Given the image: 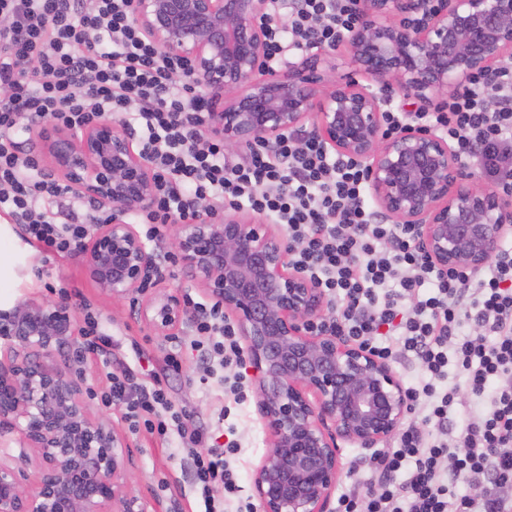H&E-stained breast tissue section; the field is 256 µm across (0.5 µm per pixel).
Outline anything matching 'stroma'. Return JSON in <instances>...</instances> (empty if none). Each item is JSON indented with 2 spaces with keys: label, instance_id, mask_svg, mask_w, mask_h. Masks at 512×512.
Listing matches in <instances>:
<instances>
[{
  "label": "stroma",
  "instance_id": "35a3bbf8",
  "mask_svg": "<svg viewBox=\"0 0 512 512\" xmlns=\"http://www.w3.org/2000/svg\"><path fill=\"white\" fill-rule=\"evenodd\" d=\"M8 244L15 249V277L0 288V312H14L23 304L65 301L75 324H82L80 302H87L99 312L105 330L112 337V365L140 371L133 344H140L147 354L149 366L161 370L168 349L166 337L155 334L138 317L135 296L115 298L97 288L88 278L79 256L56 259L47 257L33 243L24 240L17 225H10ZM165 385L171 398L199 417L214 433L215 445H223L227 424H234L241 443L237 468L242 495L254 502L253 474L268 448L269 434L257 411L255 398L233 409L228 420H221L220 411L229 406L219 376L204 375L198 352L186 350L181 370L168 372ZM95 412L108 417L113 428L130 444L128 466L129 489L134 495L162 503L165 512H196L197 506L188 492V475L181 457L173 456L171 447L145 432L130 429L125 419L126 407L114 403L105 408L93 400Z\"/></svg>",
  "mask_w": 512,
  "mask_h": 512
}]
</instances>
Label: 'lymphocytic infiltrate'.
<instances>
[{
  "label": "lymphocytic infiltrate",
  "instance_id": "lymphocytic-infiltrate-1",
  "mask_svg": "<svg viewBox=\"0 0 512 512\" xmlns=\"http://www.w3.org/2000/svg\"><path fill=\"white\" fill-rule=\"evenodd\" d=\"M129 0H0V217L47 255L77 252L94 225L111 213L85 202V214H59L71 195L24 148L34 122L79 129L110 113L131 126L150 157L157 189L153 210L136 215L148 241L195 215L199 203L244 207L285 225L296 266L333 304L336 314L315 332L345 336L379 358L417 366L409 387L414 417L392 448L374 454L361 487L342 492L336 512H512V247L482 270L443 274L416 245L417 230L388 224L365 199L364 168L326 151L312 137L287 134L271 148H250L232 161L209 129L205 89L182 59L164 54L134 26ZM360 19V0H290L287 16L267 21L271 67L289 51L333 47ZM503 193L512 195V68L476 77L461 94L424 113ZM193 328L207 337L201 358L234 369L224 389L246 398L237 368L243 352L223 310L195 303ZM82 335L107 387L104 406L122 401L131 424L176 443L190 465L189 490L203 512H253L237 501L232 465L237 440L210 444L207 427L176 407L159 376L136 381L113 371L112 338L94 312ZM460 384L447 386L449 369ZM488 397L489 407L464 412L457 432L446 426L460 393ZM476 493L454 494L463 479Z\"/></svg>",
  "mask_w": 512,
  "mask_h": 512
}]
</instances>
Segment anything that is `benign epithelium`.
<instances>
[{
	"instance_id": "benign-epithelium-1",
	"label": "benign epithelium",
	"mask_w": 512,
	"mask_h": 512,
	"mask_svg": "<svg viewBox=\"0 0 512 512\" xmlns=\"http://www.w3.org/2000/svg\"><path fill=\"white\" fill-rule=\"evenodd\" d=\"M269 0H131L137 29L191 66L207 91L210 127L224 149L270 144L288 133L366 171L379 218L412 224L439 271H478L512 234V196L481 183L447 137L420 116L440 96L512 60V0H362L358 25L334 54L308 49L268 65ZM419 104L385 133L390 93ZM36 153L80 197L112 208L80 251L89 278L115 298L138 294L156 334L182 330L192 313L157 273L128 221L155 203L152 164L111 115L76 131L36 123ZM170 255L235 326L255 371L258 412L270 445L253 475L260 512H333L345 463L339 443L365 450L401 429L409 394L391 363L334 333L325 294L292 260L294 244L257 213L226 206L173 225ZM156 275L155 285L141 288ZM75 343L69 310L47 301L19 308L0 343V426L34 450L37 473L0 463V512H160L127 489L129 449L111 422L90 412L71 364L51 363ZM30 482L24 487V482Z\"/></svg>"
}]
</instances>
